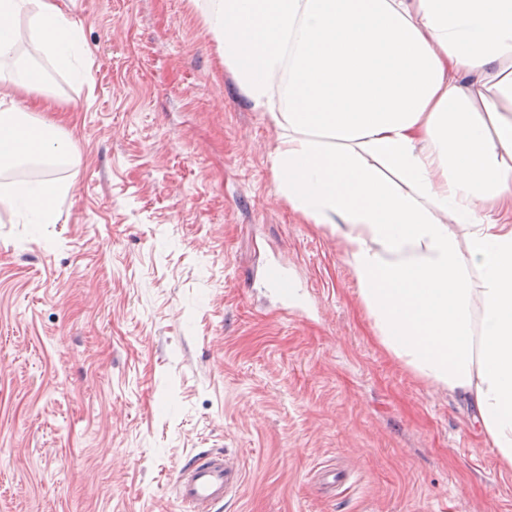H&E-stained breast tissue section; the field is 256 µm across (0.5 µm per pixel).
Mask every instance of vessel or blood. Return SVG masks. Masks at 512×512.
Returning <instances> with one entry per match:
<instances>
[{
  "instance_id": "vessel-or-blood-1",
  "label": "vessel or blood",
  "mask_w": 512,
  "mask_h": 512,
  "mask_svg": "<svg viewBox=\"0 0 512 512\" xmlns=\"http://www.w3.org/2000/svg\"><path fill=\"white\" fill-rule=\"evenodd\" d=\"M242 482L237 458L222 451L211 452L180 468L176 495L185 512H215Z\"/></svg>"
}]
</instances>
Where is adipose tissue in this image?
Segmentation results:
<instances>
[{
	"label": "adipose tissue",
	"instance_id": "ef3b65f1",
	"mask_svg": "<svg viewBox=\"0 0 512 512\" xmlns=\"http://www.w3.org/2000/svg\"><path fill=\"white\" fill-rule=\"evenodd\" d=\"M277 133L279 195L336 235L378 342L465 400L512 469V0H194ZM28 45H21L19 20ZM77 77L57 0H0V212L52 224L73 135L21 108L43 63ZM41 177H20L23 169Z\"/></svg>",
	"mask_w": 512,
	"mask_h": 512
}]
</instances>
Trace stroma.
<instances>
[{
  "instance_id": "stroma-1",
  "label": "stroma",
  "mask_w": 512,
  "mask_h": 512,
  "mask_svg": "<svg viewBox=\"0 0 512 512\" xmlns=\"http://www.w3.org/2000/svg\"><path fill=\"white\" fill-rule=\"evenodd\" d=\"M60 4L91 50L49 102L81 159L58 223H0V512H181L208 450L243 469L221 512H512L463 402L377 342L340 241L279 196L193 0Z\"/></svg>"
}]
</instances>
